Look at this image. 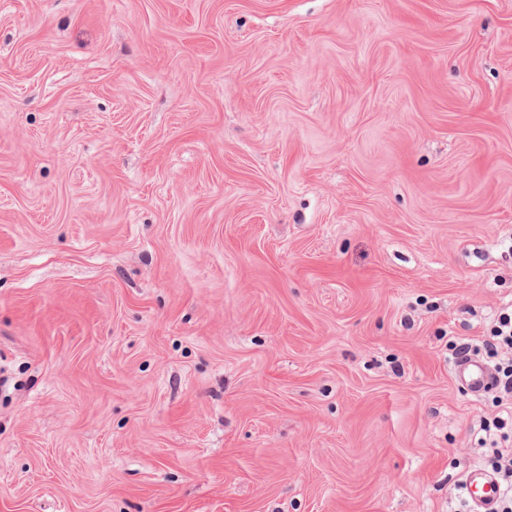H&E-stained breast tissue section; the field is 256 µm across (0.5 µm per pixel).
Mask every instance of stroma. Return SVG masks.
<instances>
[{
  "mask_svg": "<svg viewBox=\"0 0 512 512\" xmlns=\"http://www.w3.org/2000/svg\"><path fill=\"white\" fill-rule=\"evenodd\" d=\"M512 305V0H0V512H467ZM494 337L501 348L512 350V305L504 308L498 315ZM457 381L472 395L478 396L493 385L494 373L483 362L468 358L454 364Z\"/></svg>",
  "mask_w": 512,
  "mask_h": 512,
  "instance_id": "obj_1",
  "label": "stroma"
}]
</instances>
